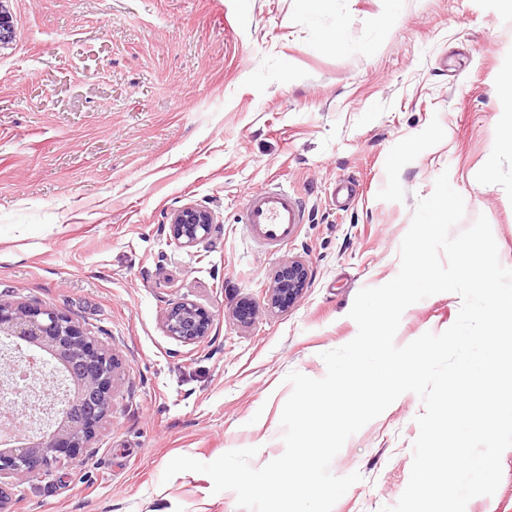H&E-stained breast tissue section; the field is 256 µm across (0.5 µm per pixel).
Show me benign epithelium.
<instances>
[{
  "mask_svg": "<svg viewBox=\"0 0 512 512\" xmlns=\"http://www.w3.org/2000/svg\"><path fill=\"white\" fill-rule=\"evenodd\" d=\"M212 213L193 204L176 209L171 233L193 247L212 231ZM308 271L290 259L274 272L268 288L272 305L287 307L302 294ZM166 335L187 345L207 338L211 315L188 299L162 317ZM0 393L14 395L12 405L33 426L7 436L13 446L0 451V512H10L12 490L49 467L71 463L89 447L112 416L115 358L67 314L37 304L0 299Z\"/></svg>",
  "mask_w": 512,
  "mask_h": 512,
  "instance_id": "7a95c632",
  "label": "benign epithelium"
}]
</instances>
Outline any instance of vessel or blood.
Here are the masks:
<instances>
[{"mask_svg": "<svg viewBox=\"0 0 512 512\" xmlns=\"http://www.w3.org/2000/svg\"><path fill=\"white\" fill-rule=\"evenodd\" d=\"M305 211L288 191L270 187L249 196L242 222L252 241L261 249L272 252L293 241Z\"/></svg>", "mask_w": 512, "mask_h": 512, "instance_id": "b4317fda", "label": "vessel or blood"}]
</instances>
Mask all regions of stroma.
Listing matches in <instances>:
<instances>
[{"mask_svg": "<svg viewBox=\"0 0 512 512\" xmlns=\"http://www.w3.org/2000/svg\"><path fill=\"white\" fill-rule=\"evenodd\" d=\"M0 298L61 310L119 363L112 416L79 463L13 492L12 512H239L233 492L168 463L253 447L280 457L291 371L322 378L323 352L357 334L361 289L392 280L419 199L441 173L488 219L512 268V0H0ZM354 193L337 206L338 181ZM283 186L305 209L295 240L257 251L247 197ZM210 210L184 248L172 212ZM308 280L271 307L288 259ZM191 299L210 335L183 344L163 313ZM255 307L236 321L241 301ZM461 299L403 313V346L441 333ZM412 393L351 436L331 471L361 479L333 512H380L410 477ZM494 495L466 512H512V448Z\"/></svg>", "mask_w": 512, "mask_h": 512, "instance_id": "obj_1", "label": "stroma"}]
</instances>
